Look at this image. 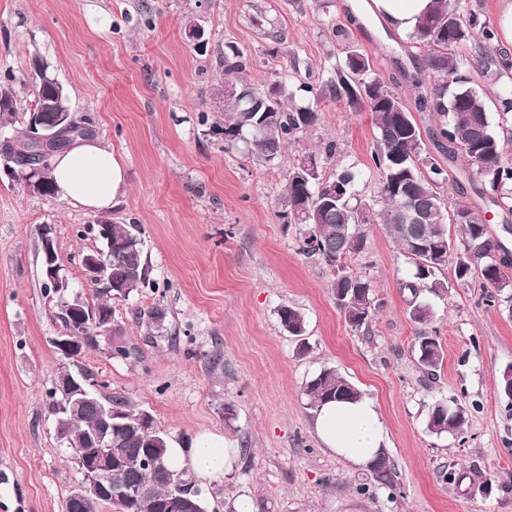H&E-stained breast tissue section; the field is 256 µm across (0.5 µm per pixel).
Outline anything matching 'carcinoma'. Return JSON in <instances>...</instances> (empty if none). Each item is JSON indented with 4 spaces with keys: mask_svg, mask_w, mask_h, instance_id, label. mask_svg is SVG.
<instances>
[{
    "mask_svg": "<svg viewBox=\"0 0 512 512\" xmlns=\"http://www.w3.org/2000/svg\"><path fill=\"white\" fill-rule=\"evenodd\" d=\"M410 41L428 48L425 69L438 78V84L416 99V108L436 115L437 146L448 154V163L458 164L462 156L476 157L482 168L478 181L470 187L459 186L458 197L446 204L437 189L447 180L448 171L424 156V142L419 126L402 100L391 93L377 77L369 76V59L356 50L348 51L344 63L334 76L319 88V95L344 99L358 111L371 113L376 129V149L371 155L374 169L380 175L377 195L367 198L358 193L361 172L354 165L335 171L328 178L319 170L307 173L299 165L288 171L284 192L283 217L298 226L300 251L322 260L331 271L330 291L345 322L355 332L369 329L381 301L369 278L354 273L346 259L363 249V226L378 219L384 224L400 251L411 265L409 275L399 282L406 295L411 321L427 324L433 319L431 305L423 295L439 297L448 293L452 283L442 278L448 264L454 265L455 282L462 285L476 280L483 288L481 300L488 307L506 306L512 313V251L493 234L484 212L474 207L468 190L478 195L489 192L502 216V223L512 222V128L493 129L488 100L467 86L469 78L462 69L469 65L483 75L501 77L502 50L496 47V31L479 20L474 13L460 10L459 0H434V7L413 31ZM242 70L240 54L224 56V82L238 85L235 74ZM33 111L51 124L54 112L48 101L57 92L53 76L35 81ZM275 117L264 120L266 105L241 96L226 99L224 112V148L243 143L248 151L264 163L282 157L286 147L298 134L318 121L314 105L290 102L286 86L275 83ZM448 102H443V98ZM15 115L14 98L8 89L0 91V123H10ZM88 121H75L63 133L59 143L49 147L56 154L78 137L90 136ZM336 185V196L320 191L322 183ZM408 200L424 216L420 224H403L400 213L403 200ZM105 224L114 241H125V253L112 255V265L121 271L113 280L123 288L108 297L99 288L85 302L88 311L112 310V298H126L146 283V266L142 240L137 225L116 224L110 219H97ZM457 229L451 234L449 226ZM312 231L316 248L307 245L306 232ZM282 327L289 335L305 342L304 315L290 306L278 312ZM415 351L420 372L435 375L444 362L445 352L436 337L426 333L416 337ZM312 408L329 400H348L360 395L356 386L334 368H324L304 387ZM109 401L124 410L125 429L112 433V439L99 448H89L87 439L100 423V404ZM142 411L123 396L107 399L91 395L78 402L76 416L57 424L59 438L74 451L112 454V464L122 479L134 487L146 488L140 498L117 502L89 496L80 502L67 499L65 512H99L103 506L120 512H167L175 498L187 485V471L173 468L167 460L168 437L155 429L145 432L140 425ZM468 421L467 410L453 400L439 399L428 406L427 429L437 435L457 436ZM154 449L159 468L143 460V451ZM399 472L388 453L380 454L368 469L365 481L357 486L361 495H372L383 489L396 496Z\"/></svg>",
    "mask_w": 512,
    "mask_h": 512,
    "instance_id": "1",
    "label": "carcinoma"
}]
</instances>
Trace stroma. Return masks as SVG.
<instances>
[{
	"mask_svg": "<svg viewBox=\"0 0 512 512\" xmlns=\"http://www.w3.org/2000/svg\"><path fill=\"white\" fill-rule=\"evenodd\" d=\"M193 23L207 39L198 49L187 36ZM232 47L243 84L279 81L292 92L320 87L357 49L413 109L427 54L347 0H0V76L42 60L75 116L90 117L96 137L122 155L126 193L107 216L137 225L149 281L113 304L129 359L97 350L65 358L54 346L64 326L43 285L38 229L52 225L70 290L88 297L82 257L105 246L96 215L0 172V512H63L80 479L48 396L65 369L91 372L100 395L126 397L168 437L217 431L245 449L234 473L207 487L212 501L246 495L253 512H512V405L499 392L512 366V314L485 306L473 282L431 297L432 322L415 324L397 286L410 266L384 226L369 224L348 265L372 281L382 306L369 335L352 331L329 268L300 253L281 201L290 162L325 142L336 152L322 175L356 165L360 190L374 195L372 116L327 97L285 159L225 150L216 123ZM413 117L424 133L436 127L431 113ZM155 305L165 322L152 334L142 313ZM284 306L304 315L306 350L281 326ZM423 331L445 351L426 384L414 352ZM326 367L376 401L398 464L396 499L359 494L365 470L317 440L304 386ZM440 398L468 409L461 435L427 431L426 406ZM474 470L487 487L445 479Z\"/></svg>",
	"mask_w": 512,
	"mask_h": 512,
	"instance_id": "stroma-1",
	"label": "stroma"
}]
</instances>
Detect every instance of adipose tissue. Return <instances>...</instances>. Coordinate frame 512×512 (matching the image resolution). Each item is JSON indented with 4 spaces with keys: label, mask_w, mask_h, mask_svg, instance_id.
Masks as SVG:
<instances>
[{
    "label": "adipose tissue",
    "mask_w": 512,
    "mask_h": 512,
    "mask_svg": "<svg viewBox=\"0 0 512 512\" xmlns=\"http://www.w3.org/2000/svg\"><path fill=\"white\" fill-rule=\"evenodd\" d=\"M432 5V0H367L365 8L377 22L406 34ZM52 166L57 195L70 206L102 212L118 205L124 196V164L99 138L76 140L54 156ZM314 431L325 448L363 468L385 446L383 418L374 400L364 396L321 405ZM168 454L177 468L190 470L205 486L233 472L239 451L224 435L202 432L186 442L169 441Z\"/></svg>",
    "instance_id": "obj_1"
}]
</instances>
